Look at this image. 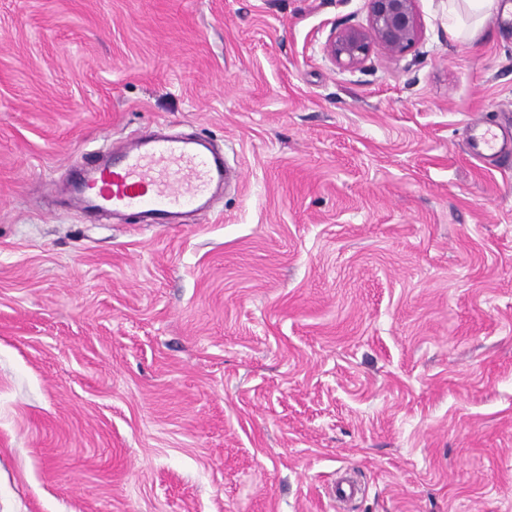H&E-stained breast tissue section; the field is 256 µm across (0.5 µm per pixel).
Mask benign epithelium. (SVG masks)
Masks as SVG:
<instances>
[{
	"mask_svg": "<svg viewBox=\"0 0 512 512\" xmlns=\"http://www.w3.org/2000/svg\"><path fill=\"white\" fill-rule=\"evenodd\" d=\"M367 27L344 28L328 44L329 54L342 66L362 64L377 47L395 56L420 38L418 0H368Z\"/></svg>",
	"mask_w": 512,
	"mask_h": 512,
	"instance_id": "obj_1",
	"label": "benign epithelium"
}]
</instances>
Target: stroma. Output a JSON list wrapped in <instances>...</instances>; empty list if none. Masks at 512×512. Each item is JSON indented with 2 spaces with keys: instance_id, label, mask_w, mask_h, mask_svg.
Masks as SVG:
<instances>
[{
  "instance_id": "35a3bbf8",
  "label": "stroma",
  "mask_w": 512,
  "mask_h": 512,
  "mask_svg": "<svg viewBox=\"0 0 512 512\" xmlns=\"http://www.w3.org/2000/svg\"><path fill=\"white\" fill-rule=\"evenodd\" d=\"M417 9L344 68L368 0H0V512H512V20ZM159 123L208 215L72 202ZM366 28L349 27L336 32L329 54L342 66L362 64L374 47L395 56L405 53L420 38L418 0H368ZM470 138L472 154L484 162L512 147V129L503 126L475 123L470 128Z\"/></svg>"
}]
</instances>
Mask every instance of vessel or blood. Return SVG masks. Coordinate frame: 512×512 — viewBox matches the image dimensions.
<instances>
[{"label":"vessel or blood","instance_id":"vessel-or-blood-1","mask_svg":"<svg viewBox=\"0 0 512 512\" xmlns=\"http://www.w3.org/2000/svg\"><path fill=\"white\" fill-rule=\"evenodd\" d=\"M470 138L473 155L484 162L512 148V129L503 126L473 124ZM223 179V157L192 139L152 135L131 141L117 158L85 170L72 200L104 212L134 209L145 223L168 224L188 205L207 214L206 191Z\"/></svg>","mask_w":512,"mask_h":512}]
</instances>
